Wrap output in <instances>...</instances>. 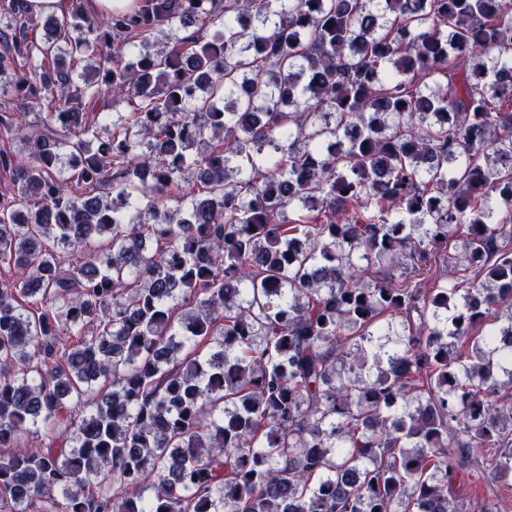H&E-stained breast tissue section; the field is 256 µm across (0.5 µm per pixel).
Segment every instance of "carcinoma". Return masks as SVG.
Segmentation results:
<instances>
[{"label":"carcinoma","instance_id":"1","mask_svg":"<svg viewBox=\"0 0 512 512\" xmlns=\"http://www.w3.org/2000/svg\"><path fill=\"white\" fill-rule=\"evenodd\" d=\"M25 2L0 507L512 512V0ZM451 241L482 279L419 287Z\"/></svg>","mask_w":512,"mask_h":512}]
</instances>
